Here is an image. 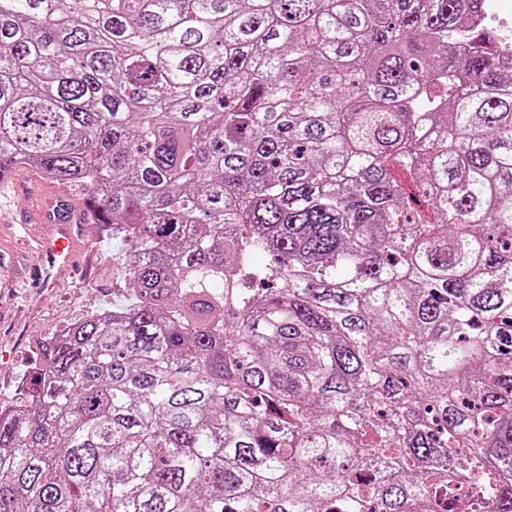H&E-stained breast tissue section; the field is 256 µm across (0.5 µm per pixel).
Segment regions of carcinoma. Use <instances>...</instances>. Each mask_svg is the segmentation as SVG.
<instances>
[{"label": "carcinoma", "mask_w": 512, "mask_h": 512, "mask_svg": "<svg viewBox=\"0 0 512 512\" xmlns=\"http://www.w3.org/2000/svg\"><path fill=\"white\" fill-rule=\"evenodd\" d=\"M489 13L0 0V182L84 186L124 290L0 403V512H512Z\"/></svg>", "instance_id": "cac0c4a2"}]
</instances>
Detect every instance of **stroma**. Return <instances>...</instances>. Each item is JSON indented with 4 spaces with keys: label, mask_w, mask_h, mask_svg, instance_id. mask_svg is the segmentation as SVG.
Returning <instances> with one entry per match:
<instances>
[{
    "label": "stroma",
    "mask_w": 512,
    "mask_h": 512,
    "mask_svg": "<svg viewBox=\"0 0 512 512\" xmlns=\"http://www.w3.org/2000/svg\"><path fill=\"white\" fill-rule=\"evenodd\" d=\"M22 172L23 185L12 180L0 184V278L9 280L16 297L14 310L0 318V350L5 353L0 359V401L9 400L28 374L38 341L120 298V267L112 243L90 223L83 225L77 241L75 275L55 288H39L30 269L39 262L36 240L45 227L17 225L15 201L18 190L41 189L44 177L28 166Z\"/></svg>",
    "instance_id": "obj_1"
}]
</instances>
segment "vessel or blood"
Masks as SVG:
<instances>
[{
  "label": "vessel or blood",
  "instance_id": "b4317fda",
  "mask_svg": "<svg viewBox=\"0 0 512 512\" xmlns=\"http://www.w3.org/2000/svg\"><path fill=\"white\" fill-rule=\"evenodd\" d=\"M28 207L37 211V221L49 225V232L38 239V251L41 258L39 267L40 284L51 288L61 279L67 278L73 271L76 252L74 227L82 223L90 211L86 201L62 200L56 213H48L39 208L37 200L27 202Z\"/></svg>",
  "mask_w": 512,
  "mask_h": 512
}]
</instances>
